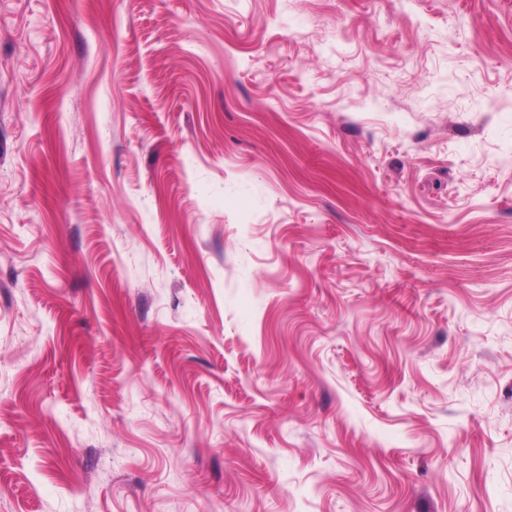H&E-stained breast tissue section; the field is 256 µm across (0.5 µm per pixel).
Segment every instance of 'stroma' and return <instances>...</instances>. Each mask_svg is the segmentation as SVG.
Segmentation results:
<instances>
[{
  "label": "stroma",
  "mask_w": 512,
  "mask_h": 512,
  "mask_svg": "<svg viewBox=\"0 0 512 512\" xmlns=\"http://www.w3.org/2000/svg\"><path fill=\"white\" fill-rule=\"evenodd\" d=\"M0 512H512V0H0Z\"/></svg>",
  "instance_id": "35a3bbf8"
}]
</instances>
